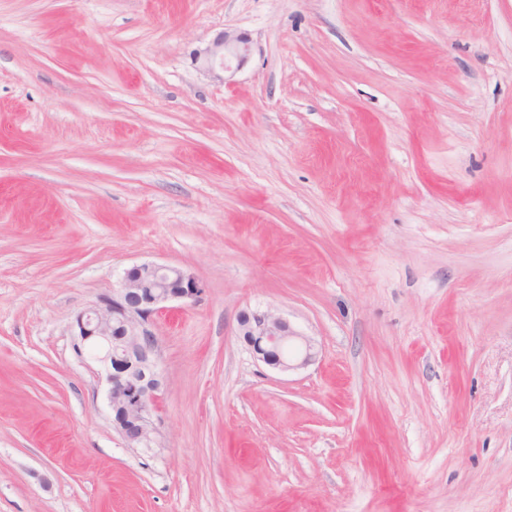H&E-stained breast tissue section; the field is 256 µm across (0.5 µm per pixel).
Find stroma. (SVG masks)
<instances>
[{"label":"stroma","instance_id":"35a3bbf8","mask_svg":"<svg viewBox=\"0 0 512 512\" xmlns=\"http://www.w3.org/2000/svg\"><path fill=\"white\" fill-rule=\"evenodd\" d=\"M143 262L134 449L71 322ZM0 512H512V0H0ZM219 46L224 48V70L230 68V65L226 63L228 59L237 60V68L246 61L249 51L248 40L242 35L224 32ZM238 336L264 365L289 373L308 365L314 357L312 340L271 310H243L237 317ZM289 348L292 353L285 355Z\"/></svg>","mask_w":512,"mask_h":512}]
</instances>
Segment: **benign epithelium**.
<instances>
[{"label":"benign epithelium","instance_id":"1","mask_svg":"<svg viewBox=\"0 0 512 512\" xmlns=\"http://www.w3.org/2000/svg\"><path fill=\"white\" fill-rule=\"evenodd\" d=\"M220 45L224 59L240 65L246 61L245 37L226 31ZM204 292L202 282L180 267L143 262L125 269L112 293L74 317L77 349L96 351L112 423L130 448L148 446L156 432L152 408L164 380L152 330L155 319L170 304L196 303ZM237 333L258 361L283 373L308 365L314 357L312 340L271 310L241 311Z\"/></svg>","mask_w":512,"mask_h":512}]
</instances>
